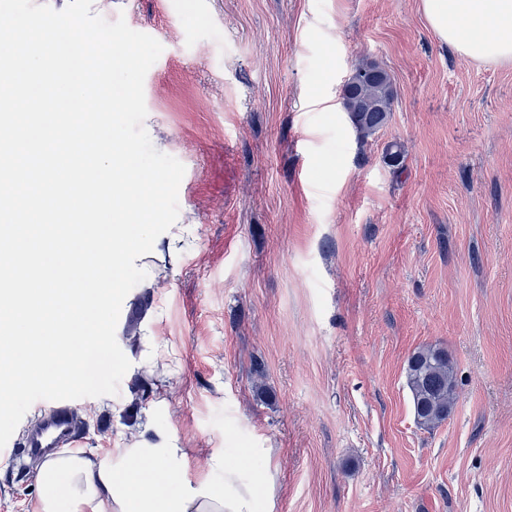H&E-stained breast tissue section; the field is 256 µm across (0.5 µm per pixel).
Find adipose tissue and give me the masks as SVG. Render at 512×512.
I'll return each mask as SVG.
<instances>
[{
	"label": "adipose tissue",
	"instance_id": "obj_1",
	"mask_svg": "<svg viewBox=\"0 0 512 512\" xmlns=\"http://www.w3.org/2000/svg\"><path fill=\"white\" fill-rule=\"evenodd\" d=\"M439 39L474 61H512V0H420ZM140 361L130 375L150 374L158 404L168 382L156 374L165 351L157 336L136 340ZM203 460V469L193 466ZM270 482L257 472L243 480L229 455L188 448L151 421L128 426L105 453L66 449L49 456L36 477L34 512H259V490Z\"/></svg>",
	"mask_w": 512,
	"mask_h": 512
}]
</instances>
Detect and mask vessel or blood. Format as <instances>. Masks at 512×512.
Segmentation results:
<instances>
[{
	"label": "vessel or blood",
	"mask_w": 512,
	"mask_h": 512,
	"mask_svg": "<svg viewBox=\"0 0 512 512\" xmlns=\"http://www.w3.org/2000/svg\"><path fill=\"white\" fill-rule=\"evenodd\" d=\"M74 412L71 404L54 403L49 407L47 415L25 437L13 444L11 456L28 461L37 460L52 449L76 442L80 433Z\"/></svg>",
	"instance_id": "vessel-or-blood-1"
}]
</instances>
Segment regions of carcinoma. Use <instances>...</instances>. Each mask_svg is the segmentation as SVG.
I'll return each instance as SVG.
<instances>
[{
    "mask_svg": "<svg viewBox=\"0 0 512 512\" xmlns=\"http://www.w3.org/2000/svg\"><path fill=\"white\" fill-rule=\"evenodd\" d=\"M389 73L377 62L357 66L343 85V105L362 138L378 132L393 111ZM406 383L418 424L434 428L448 420L456 399L455 367L443 348L426 347L407 361Z\"/></svg>",
    "mask_w": 512,
    "mask_h": 512,
    "instance_id": "obj_1",
    "label": "carcinoma"
}]
</instances>
